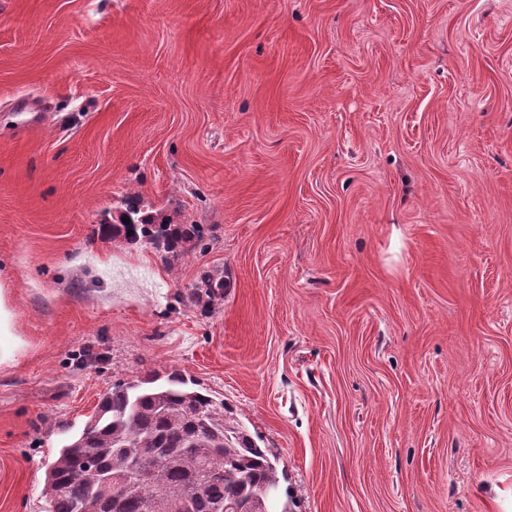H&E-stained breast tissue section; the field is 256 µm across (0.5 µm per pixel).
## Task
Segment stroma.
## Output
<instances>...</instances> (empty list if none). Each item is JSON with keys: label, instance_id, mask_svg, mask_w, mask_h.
<instances>
[{"label": "stroma", "instance_id": "1", "mask_svg": "<svg viewBox=\"0 0 512 512\" xmlns=\"http://www.w3.org/2000/svg\"><path fill=\"white\" fill-rule=\"evenodd\" d=\"M130 191L201 242L105 239ZM0 294V512L150 370L293 512H503L512 0H0ZM191 288L195 303L212 306L224 298V273L204 270Z\"/></svg>", "mask_w": 512, "mask_h": 512}]
</instances>
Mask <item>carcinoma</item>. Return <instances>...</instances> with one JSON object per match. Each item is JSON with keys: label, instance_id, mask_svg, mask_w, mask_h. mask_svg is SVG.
Returning a JSON list of instances; mask_svg holds the SVG:
<instances>
[{"label": "carcinoma", "instance_id": "carcinoma-1", "mask_svg": "<svg viewBox=\"0 0 512 512\" xmlns=\"http://www.w3.org/2000/svg\"><path fill=\"white\" fill-rule=\"evenodd\" d=\"M122 216L101 221L102 234L121 243H150L168 252L202 237L197 224H175L127 196ZM197 304L224 299V273L204 270L192 286ZM123 473L129 483L117 507L100 484ZM276 463L224 400L183 374L151 372L115 384L81 432L71 436L48 469L45 512H288L280 504Z\"/></svg>", "mask_w": 512, "mask_h": 512}]
</instances>
